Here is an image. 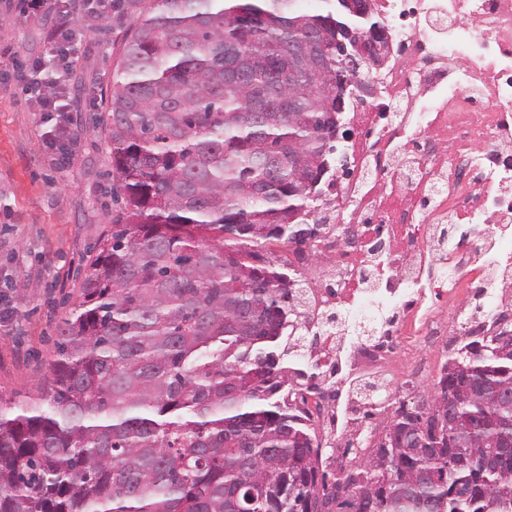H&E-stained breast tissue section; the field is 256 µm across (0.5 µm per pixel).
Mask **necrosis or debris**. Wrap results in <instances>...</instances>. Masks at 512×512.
I'll use <instances>...</instances> for the list:
<instances>
[{
  "label": "necrosis or debris",
  "instance_id": "necrosis-or-debris-1",
  "mask_svg": "<svg viewBox=\"0 0 512 512\" xmlns=\"http://www.w3.org/2000/svg\"><path fill=\"white\" fill-rule=\"evenodd\" d=\"M392 48L353 112L339 163L343 183L313 220L314 249L293 252L304 317L318 324L309 357L392 382L408 342L487 336L495 317L476 298L512 311V0H374ZM345 311L364 340L344 353L329 313ZM295 403L314 435H346L368 394L334 386Z\"/></svg>",
  "mask_w": 512,
  "mask_h": 512
}]
</instances>
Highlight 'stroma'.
Instances as JSON below:
<instances>
[{"label": "stroma", "instance_id": "obj_1", "mask_svg": "<svg viewBox=\"0 0 512 512\" xmlns=\"http://www.w3.org/2000/svg\"><path fill=\"white\" fill-rule=\"evenodd\" d=\"M17 3L0 0V400L26 405L37 401L56 355L57 325L79 299L80 260L108 228L99 199L112 179L111 154L91 118L105 109L121 42L139 9L115 0L104 22L73 10L79 62L61 77L45 32L65 22L63 15L33 20ZM32 70L43 89L65 86L74 134L65 164L51 163L49 115L18 79Z\"/></svg>", "mask_w": 512, "mask_h": 512}]
</instances>
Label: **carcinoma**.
I'll list each match as a JSON object with an SVG mask.
<instances>
[{
	"label": "carcinoma",
	"mask_w": 512,
	"mask_h": 512,
	"mask_svg": "<svg viewBox=\"0 0 512 512\" xmlns=\"http://www.w3.org/2000/svg\"><path fill=\"white\" fill-rule=\"evenodd\" d=\"M153 0L106 111L113 209L39 402L0 403V512H512V335L457 349L422 404L328 485L288 402L284 278L260 248L317 234L331 66L288 47L383 32L347 0ZM295 143L315 163L288 162Z\"/></svg>",
	"instance_id": "1"
}]
</instances>
